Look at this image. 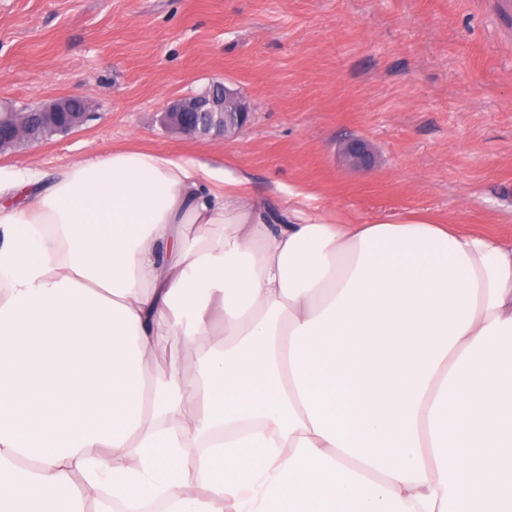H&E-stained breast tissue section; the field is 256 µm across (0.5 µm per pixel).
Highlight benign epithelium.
<instances>
[{"mask_svg":"<svg viewBox=\"0 0 512 512\" xmlns=\"http://www.w3.org/2000/svg\"><path fill=\"white\" fill-rule=\"evenodd\" d=\"M70 99L58 98L36 112L0 108V153L13 151L20 145L38 142L36 127L64 123L71 131L86 124L94 115L96 103L82 99L83 110L72 112ZM253 116L246 100L223 82H215L206 94L172 101L164 112L165 122L175 131L196 139L224 140L238 137Z\"/></svg>","mask_w":512,"mask_h":512,"instance_id":"1","label":"benign epithelium"}]
</instances>
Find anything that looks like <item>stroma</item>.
Wrapping results in <instances>:
<instances>
[{
	"instance_id": "1",
	"label": "stroma",
	"mask_w": 512,
	"mask_h": 512,
	"mask_svg": "<svg viewBox=\"0 0 512 512\" xmlns=\"http://www.w3.org/2000/svg\"><path fill=\"white\" fill-rule=\"evenodd\" d=\"M215 80L251 102L244 132H168V102ZM87 96L99 107L82 128L0 154V169L192 155L246 170L260 199L304 191L321 211L422 212L512 243V18L494 0H0V101ZM353 139L365 165L340 153ZM223 340L160 337L149 369Z\"/></svg>"
}]
</instances>
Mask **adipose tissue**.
Listing matches in <instances>:
<instances>
[{"mask_svg":"<svg viewBox=\"0 0 512 512\" xmlns=\"http://www.w3.org/2000/svg\"><path fill=\"white\" fill-rule=\"evenodd\" d=\"M307 199L152 152L0 171V512H512V245ZM224 342V332L219 327L198 336L193 343L184 342L179 336H161L149 360L152 373L168 372L173 366L188 364L201 350L217 347Z\"/></svg>","mask_w":512,"mask_h":512,"instance_id":"obj_1","label":"adipose tissue"}]
</instances>
